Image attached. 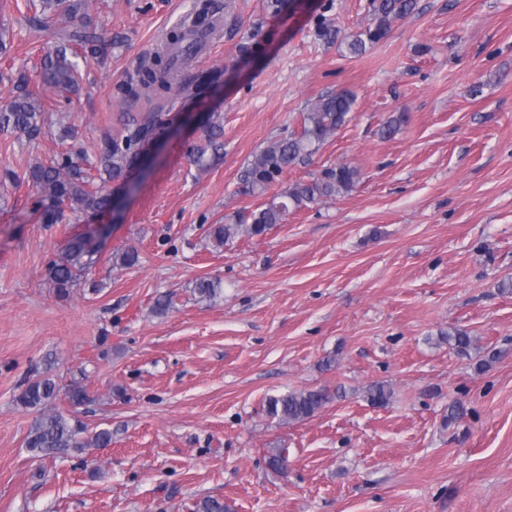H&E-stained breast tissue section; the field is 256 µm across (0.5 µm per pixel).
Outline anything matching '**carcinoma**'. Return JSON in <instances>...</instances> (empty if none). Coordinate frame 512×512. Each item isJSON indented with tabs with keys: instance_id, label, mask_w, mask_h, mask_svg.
<instances>
[{
	"instance_id": "obj_1",
	"label": "carcinoma",
	"mask_w": 512,
	"mask_h": 512,
	"mask_svg": "<svg viewBox=\"0 0 512 512\" xmlns=\"http://www.w3.org/2000/svg\"><path fill=\"white\" fill-rule=\"evenodd\" d=\"M89 7V0H41L40 13L31 23L40 30L53 31L58 18L75 20ZM416 0H369L370 22L361 31L339 37V31L320 23L316 35L328 42L341 41L352 57H358L383 40L394 20L414 11ZM60 42L55 50L46 54L43 61V85L58 92H73L76 88L75 65L67 53L78 46L83 53L99 60L106 54L107 43L89 26L71 24L58 32ZM192 36V29H177L170 32L162 50L139 62L136 84L124 89L125 96L135 99L142 95H164L172 91L202 96L213 85L219 83L222 73L218 70L198 71L188 78L181 77L182 66L195 53L189 45L179 54L174 47L181 46ZM30 76L21 72L14 82V94L0 105V133L23 134L34 137L44 123L43 112L34 94L29 90ZM355 103L354 94L347 89L331 91L321 95L302 113L301 130L281 137L256 154L240 174L241 192L245 195H261L289 169L312 162L321 146L348 121ZM169 122V113L158 109L141 116H131L117 135L104 139L99 154V165L106 180H118L126 176L136 162L139 150L151 136ZM224 150V124L221 114L212 112L202 128L200 141L189 146L188 158L200 169L220 157ZM81 156L68 152L45 164L35 163L26 172V180L42 194L39 201L41 219L44 224H59L63 220V205H77L86 213L96 215L112 207L111 194L104 189L91 191L87 188L85 171L79 163ZM359 181V171L347 164L328 167L309 181H298L286 186L262 206L236 215L230 224H218L211 231L215 242L225 246L236 239L261 236L272 226L283 222L289 208L299 209L316 205L326 198L351 192ZM98 250L86 238H78L70 244L68 257L54 262L49 268L50 280L59 292L66 293L74 287L80 277L97 262ZM194 292L201 301L214 299L218 283L201 279ZM461 356H470L476 349L474 337L461 328L453 327L441 334ZM65 396L71 406L84 402L86 393L78 383L67 388L43 376L28 383L17 397V403L25 409L40 412L31 427L26 447L39 457H57L72 451H83L92 446L99 447L111 441L110 432L101 430L92 437L84 436L85 428L79 421L64 411L48 413L45 408ZM392 397L391 389L376 383L366 390L367 401L377 407L386 406ZM333 399L324 387L293 390L272 396L267 400L270 416L282 424L305 421ZM196 512H230L224 500L207 496L196 503Z\"/></svg>"
}]
</instances>
